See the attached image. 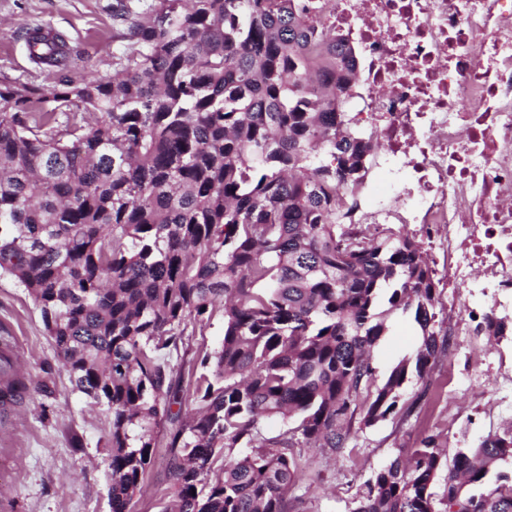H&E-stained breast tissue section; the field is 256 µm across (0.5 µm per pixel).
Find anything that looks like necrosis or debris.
<instances>
[{
	"instance_id": "necrosis-or-debris-1",
	"label": "necrosis or debris",
	"mask_w": 512,
	"mask_h": 512,
	"mask_svg": "<svg viewBox=\"0 0 512 512\" xmlns=\"http://www.w3.org/2000/svg\"><path fill=\"white\" fill-rule=\"evenodd\" d=\"M379 139L365 224H416L453 290L452 335L512 312V0H326Z\"/></svg>"
}]
</instances>
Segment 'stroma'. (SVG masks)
<instances>
[{"instance_id": "stroma-1", "label": "stroma", "mask_w": 512, "mask_h": 512, "mask_svg": "<svg viewBox=\"0 0 512 512\" xmlns=\"http://www.w3.org/2000/svg\"><path fill=\"white\" fill-rule=\"evenodd\" d=\"M111 0H0V78L51 85V72L29 59L23 35L29 28L64 32L75 50L74 81L113 74ZM450 291L437 290L435 327L446 336V352L424 379L407 383L405 411L366 427L354 423L350 448L333 453L306 448L299 480L291 490L296 512H354L365 482L400 449L428 433L449 448L478 444L512 423V341L449 333ZM0 334L11 336L32 383H48L51 395L30 392L0 415V502L13 512H110L107 489L111 450L106 445L110 416L90 406L55 357L40 313L13 277L0 275ZM419 328L411 315L392 317L373 349L375 383L413 355ZM499 377L495 398L477 396L478 376Z\"/></svg>"}]
</instances>
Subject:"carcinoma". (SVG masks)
Here are the masks:
<instances>
[{"label": "carcinoma", "mask_w": 512, "mask_h": 512, "mask_svg": "<svg viewBox=\"0 0 512 512\" xmlns=\"http://www.w3.org/2000/svg\"><path fill=\"white\" fill-rule=\"evenodd\" d=\"M111 13L128 46L111 78L75 83L67 36L35 29L29 57L57 81L0 80V273L111 414V512H133L165 425L161 512H294L301 449L349 447L355 416L397 412L409 374L442 351L433 270L413 235L353 232L376 144L344 111L355 59L317 0H112ZM398 312L420 342L372 391L369 354ZM218 316L221 344L192 347ZM32 389L52 394L0 336V412ZM269 417L298 425L264 439ZM444 466L448 512H512V429L451 460L421 437L355 512H438Z\"/></svg>", "instance_id": "cac0c4a2"}]
</instances>
